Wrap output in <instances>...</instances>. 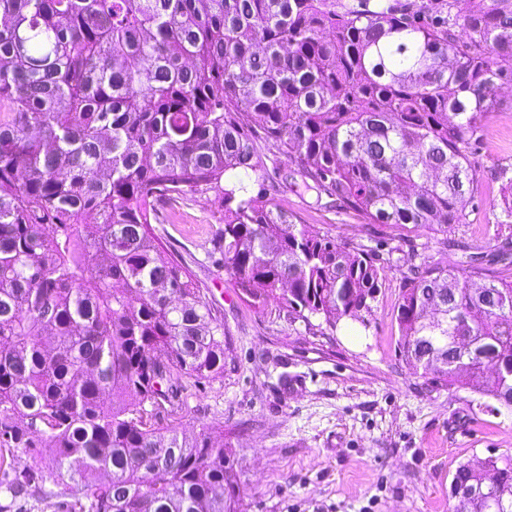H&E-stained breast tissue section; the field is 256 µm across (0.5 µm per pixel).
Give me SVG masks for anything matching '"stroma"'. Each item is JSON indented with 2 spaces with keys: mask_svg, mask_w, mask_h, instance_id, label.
<instances>
[{
  "mask_svg": "<svg viewBox=\"0 0 512 512\" xmlns=\"http://www.w3.org/2000/svg\"><path fill=\"white\" fill-rule=\"evenodd\" d=\"M499 99L472 157L480 179L475 210L444 232L371 224L337 209L257 140L261 168L246 179L252 191H266L277 208L338 242L390 254L374 310L361 323L317 332L280 301L241 299L213 251L224 225L221 201L189 192L164 207L166 221L154 231L222 315L231 354L222 374L183 379L176 414L159 422L232 441L244 512H454L450 483L459 464L490 456L512 463V411L490 410L462 384H425L399 355L393 318L405 242L435 265L462 267L473 256L490 266L512 238V227L494 217L504 195L494 173L512 165V92ZM448 238L464 250L445 246ZM64 489L50 479L16 495L0 488V512H55Z\"/></svg>",
  "mask_w": 512,
  "mask_h": 512,
  "instance_id": "obj_1",
  "label": "stroma"
}]
</instances>
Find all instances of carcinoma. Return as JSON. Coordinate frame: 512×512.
<instances>
[{"label":"carcinoma","instance_id":"1","mask_svg":"<svg viewBox=\"0 0 512 512\" xmlns=\"http://www.w3.org/2000/svg\"><path fill=\"white\" fill-rule=\"evenodd\" d=\"M506 85L512 0H0V447L56 451L0 486L68 480L58 512H242L232 442L157 423L227 352L157 242L159 203L221 199L214 248L243 299L362 322L390 259L251 194V132L368 223L445 233L468 223ZM405 264L402 360L512 410V261L438 267L412 246ZM498 462L455 469L466 512H512Z\"/></svg>","mask_w":512,"mask_h":512}]
</instances>
